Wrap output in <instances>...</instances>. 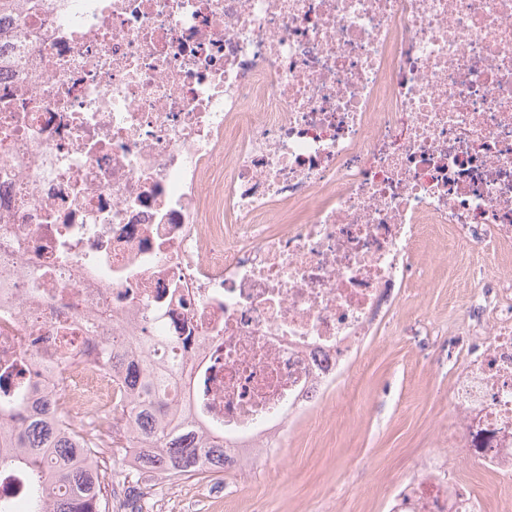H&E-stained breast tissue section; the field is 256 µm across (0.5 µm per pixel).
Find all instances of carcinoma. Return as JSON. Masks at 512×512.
I'll return each instance as SVG.
<instances>
[{
    "label": "carcinoma",
    "instance_id": "1",
    "mask_svg": "<svg viewBox=\"0 0 512 512\" xmlns=\"http://www.w3.org/2000/svg\"><path fill=\"white\" fill-rule=\"evenodd\" d=\"M143 347L141 354L130 355L105 339L88 352L118 380L112 432L120 431L121 422L131 423L145 442L130 449L117 436L116 451L131 452L136 470L158 479L233 470L237 459L224 436L190 420L187 401L170 395L176 387L188 391L179 340L149 336ZM0 448L9 449L0 455V468H10L22 481L28 512H110L102 451L68 429L47 405L25 397L1 405Z\"/></svg>",
    "mask_w": 512,
    "mask_h": 512
}]
</instances>
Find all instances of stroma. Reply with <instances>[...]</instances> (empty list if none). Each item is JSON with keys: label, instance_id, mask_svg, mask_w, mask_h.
I'll list each match as a JSON object with an SVG mask.
<instances>
[{"label": "stroma", "instance_id": "stroma-1", "mask_svg": "<svg viewBox=\"0 0 512 512\" xmlns=\"http://www.w3.org/2000/svg\"><path fill=\"white\" fill-rule=\"evenodd\" d=\"M419 255L418 284L403 297L396 327L367 341L319 403L286 426L275 452L253 460L247 477L230 472L168 484L109 454L107 483L128 486L127 501H113V512L142 500L150 512H387V492L442 448L450 413L447 360L437 347L421 352L402 327L422 314L466 344L461 308L469 273L487 263L476 252L449 258L444 231L424 235ZM455 470L476 486L486 512H512V497L495 493V479L477 461Z\"/></svg>", "mask_w": 512, "mask_h": 512}]
</instances>
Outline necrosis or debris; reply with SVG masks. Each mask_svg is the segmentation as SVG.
Here are the masks:
<instances>
[{"instance_id":"necrosis-or-debris-1","label":"necrosis or debris","mask_w":512,"mask_h":512,"mask_svg":"<svg viewBox=\"0 0 512 512\" xmlns=\"http://www.w3.org/2000/svg\"><path fill=\"white\" fill-rule=\"evenodd\" d=\"M0 50V363L112 437L115 336L184 339L238 470L416 280L473 269L448 438L512 494V0H17ZM68 351L67 363L56 355ZM388 512H484L430 457Z\"/></svg>"}]
</instances>
